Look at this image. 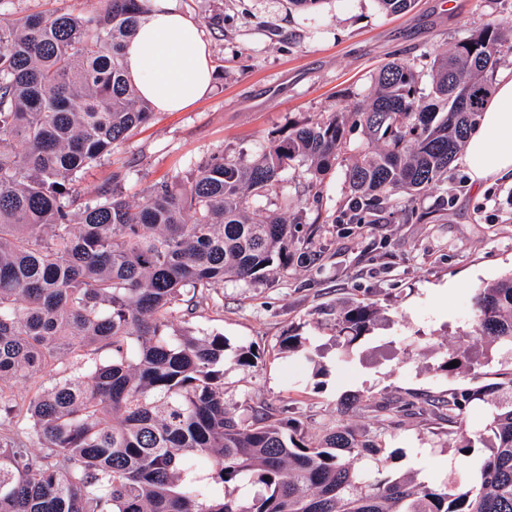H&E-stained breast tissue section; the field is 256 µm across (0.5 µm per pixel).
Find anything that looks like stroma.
Wrapping results in <instances>:
<instances>
[{"label":"stroma","instance_id":"stroma-1","mask_svg":"<svg viewBox=\"0 0 512 512\" xmlns=\"http://www.w3.org/2000/svg\"><path fill=\"white\" fill-rule=\"evenodd\" d=\"M176 5L203 32L213 88L184 111L154 113L92 170L81 185L85 193L108 182L116 168L127 169L125 194L135 200L144 186L185 174L212 155L254 159L290 126L365 101L378 68L399 57L419 73V96L427 98L436 52L489 20L512 21V0H415L411 10L392 16L377 0H322L311 13L290 9L288 0ZM366 144L362 128L348 127L336 167L322 183L312 184L296 163L252 203L260 216L287 200L299 204L301 233L318 230V260L255 283L225 282L191 324L200 334L223 335L228 351L250 345L262 354L248 371L225 362L227 402L243 410H290L313 436L345 411L350 423L379 434L386 471L397 476L415 469L420 479L439 482L465 471L470 458L418 420L384 422L356 410L353 401L407 394L434 399L501 381L512 370L505 353L463 377L438 369L444 352L459 342L483 348L469 334L472 299L512 272V182L497 180L475 193L457 158L447 185L418 197L424 222L354 224L343 235L336 219L350 195L344 171ZM348 300L377 303L384 314L340 364L329 311ZM291 333L309 338L322 376H315L314 363L279 350L280 339Z\"/></svg>","mask_w":512,"mask_h":512}]
</instances>
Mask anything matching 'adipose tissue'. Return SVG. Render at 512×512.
Segmentation results:
<instances>
[{"label":"adipose tissue","instance_id":"adipose-tissue-1","mask_svg":"<svg viewBox=\"0 0 512 512\" xmlns=\"http://www.w3.org/2000/svg\"><path fill=\"white\" fill-rule=\"evenodd\" d=\"M125 65L140 95L159 112L182 111L212 89L203 33L175 0H150L126 47ZM463 161L475 188L495 179L512 180V72L497 79L466 142Z\"/></svg>","mask_w":512,"mask_h":512}]
</instances>
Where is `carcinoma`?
<instances>
[{
    "instance_id": "cac0c4a2",
    "label": "carcinoma",
    "mask_w": 512,
    "mask_h": 512,
    "mask_svg": "<svg viewBox=\"0 0 512 512\" xmlns=\"http://www.w3.org/2000/svg\"><path fill=\"white\" fill-rule=\"evenodd\" d=\"M148 7L103 0L87 15L0 20V512H512V371L438 402L356 401L390 419L448 422L443 434L464 456L482 446L471 472L424 483L371 468L382 446L365 428L337 420L311 441L297 419L261 405L242 416L224 400V336H198L188 320L225 281L313 256L298 251L290 204L257 219L251 201L295 161L317 180L329 174L350 117L367 149L345 169L351 196L336 223L423 220L414 202L448 180L512 24L493 19L439 52L428 105L413 67L392 62L369 101L291 127L254 160L214 155L134 202L115 170L86 197L85 176L153 115L124 67ZM379 313L364 301L336 310L338 360ZM469 335L512 354V275L480 289ZM307 344L290 334L280 350L306 358ZM91 351L106 359L79 371ZM258 359L249 346L233 364ZM470 365L460 345L440 369ZM43 377L49 385L25 398L8 391ZM477 400L494 412L470 432L464 414ZM248 485L247 500L229 494Z\"/></svg>"
}]
</instances>
